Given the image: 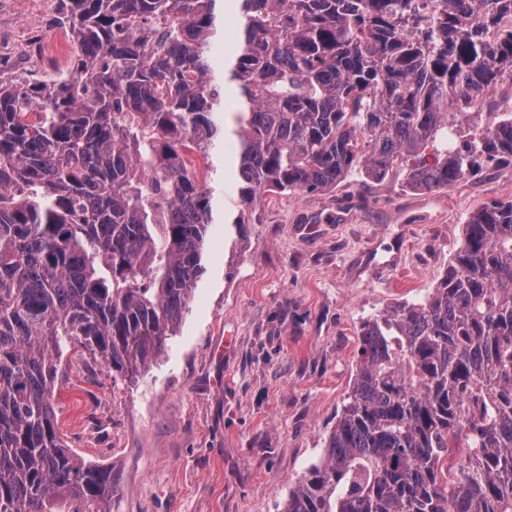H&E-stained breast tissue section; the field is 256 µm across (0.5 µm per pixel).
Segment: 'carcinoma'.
Listing matches in <instances>:
<instances>
[{"label":"carcinoma","mask_w":512,"mask_h":512,"mask_svg":"<svg viewBox=\"0 0 512 512\" xmlns=\"http://www.w3.org/2000/svg\"><path fill=\"white\" fill-rule=\"evenodd\" d=\"M65 6L72 75L0 76V512H110L112 468L57 436V362L77 344L131 380L176 335L214 223L186 152L227 144L245 202L395 167L446 190L512 165V112L471 121L512 71V0ZM284 512H512V201L471 213L427 297L364 320L325 456Z\"/></svg>","instance_id":"cac0c4a2"}]
</instances>
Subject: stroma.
<instances>
[{"label":"stroma","mask_w":512,"mask_h":512,"mask_svg":"<svg viewBox=\"0 0 512 512\" xmlns=\"http://www.w3.org/2000/svg\"><path fill=\"white\" fill-rule=\"evenodd\" d=\"M63 0H0V72L33 82L76 53ZM204 263L177 336L128 380L79 350L58 366L60 438L112 469L110 512H283L325 454L356 371L367 317L425 298L471 212L512 200V166L444 191L396 168L335 190L264 193L237 213V183L212 154Z\"/></svg>","instance_id":"35a3bbf8"}]
</instances>
